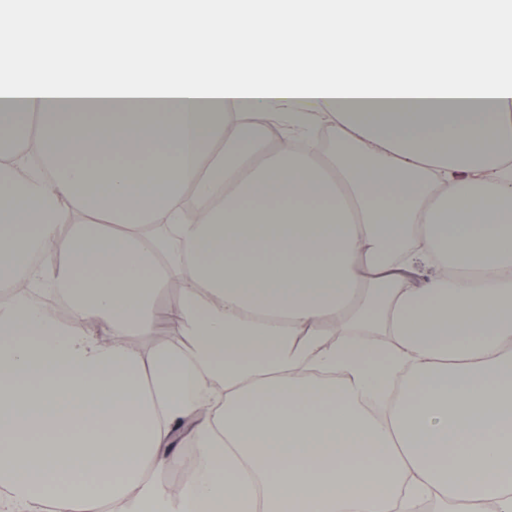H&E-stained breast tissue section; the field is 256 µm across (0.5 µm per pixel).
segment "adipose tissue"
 <instances>
[{
	"label": "adipose tissue",
	"mask_w": 512,
	"mask_h": 512,
	"mask_svg": "<svg viewBox=\"0 0 512 512\" xmlns=\"http://www.w3.org/2000/svg\"><path fill=\"white\" fill-rule=\"evenodd\" d=\"M458 6L0 12L1 49L35 45L0 66L6 512H512V0H474L478 48ZM161 14L149 66L127 38ZM296 97L337 155L295 150L291 115L269 141L247 106ZM180 275L184 341L143 354ZM183 422L204 464L172 489Z\"/></svg>",
	"instance_id": "adipose-tissue-1"
}]
</instances>
